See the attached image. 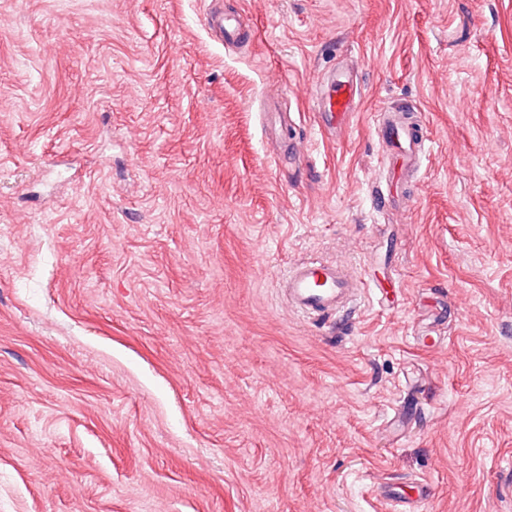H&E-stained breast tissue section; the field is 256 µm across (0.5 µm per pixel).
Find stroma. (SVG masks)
<instances>
[{
  "label": "stroma",
  "instance_id": "35a3bbf8",
  "mask_svg": "<svg viewBox=\"0 0 512 512\" xmlns=\"http://www.w3.org/2000/svg\"><path fill=\"white\" fill-rule=\"evenodd\" d=\"M0 0V512H512V0ZM355 76L348 129L312 91ZM428 146L404 209L371 115ZM318 256L365 283L289 309ZM205 19L207 26L224 37L226 42H239L247 38L246 32L241 28L236 17L212 10L207 12ZM363 285L344 264L306 258L288 272L281 292L291 309L333 322L338 314L351 311ZM384 502H392L395 506L399 507L398 512H418L423 507V504L434 496V491L427 481L420 485L418 499L410 502L409 498L403 497L394 489H388L386 494L382 492Z\"/></svg>",
  "mask_w": 512,
  "mask_h": 512
}]
</instances>
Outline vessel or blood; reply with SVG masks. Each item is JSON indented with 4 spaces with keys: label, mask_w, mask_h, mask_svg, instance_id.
I'll use <instances>...</instances> for the list:
<instances>
[{
    "label": "vessel or blood",
    "mask_w": 512,
    "mask_h": 512,
    "mask_svg": "<svg viewBox=\"0 0 512 512\" xmlns=\"http://www.w3.org/2000/svg\"><path fill=\"white\" fill-rule=\"evenodd\" d=\"M206 24L228 42H239L247 37L237 18L219 11L207 12ZM359 95L358 87L350 79L337 76L331 84L330 93L317 102L326 125L335 130L343 129ZM373 125L383 145L385 158L399 162L401 168H413L425 150V143L415 137L412 127L401 123L393 109L375 113ZM361 286V281L348 266L306 258L289 271L281 285V292L291 309L327 320L350 311ZM433 495L432 487L424 482L420 485L416 500H409L393 489L386 492L384 499L394 503L398 512H420L424 502Z\"/></svg>",
    "instance_id": "vessel-or-blood-1"
}]
</instances>
